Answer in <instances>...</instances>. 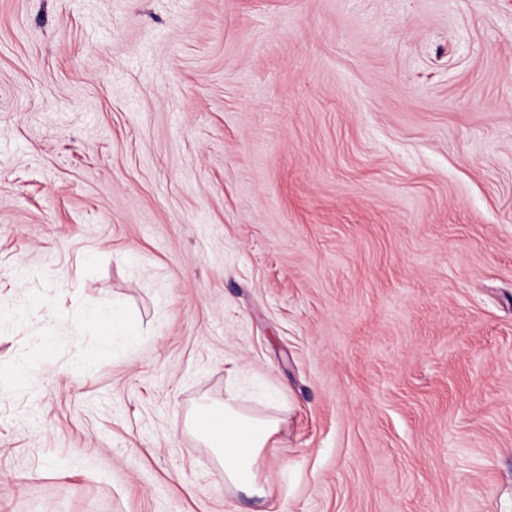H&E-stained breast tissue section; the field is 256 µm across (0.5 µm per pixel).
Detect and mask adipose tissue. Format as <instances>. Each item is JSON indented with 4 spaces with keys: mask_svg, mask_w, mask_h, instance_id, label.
Here are the masks:
<instances>
[{
    "mask_svg": "<svg viewBox=\"0 0 512 512\" xmlns=\"http://www.w3.org/2000/svg\"><path fill=\"white\" fill-rule=\"evenodd\" d=\"M217 418L223 423L220 435H211L199 426L200 419ZM284 424L276 415H255L244 411L235 394L223 402L200 404L187 420L192 432L213 448L224 470L226 489L264 498L269 491L261 471V461L267 448Z\"/></svg>",
    "mask_w": 512,
    "mask_h": 512,
    "instance_id": "1",
    "label": "adipose tissue"
}]
</instances>
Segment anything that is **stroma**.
<instances>
[{
  "instance_id": "35a3bbf8",
  "label": "stroma",
  "mask_w": 512,
  "mask_h": 512,
  "mask_svg": "<svg viewBox=\"0 0 512 512\" xmlns=\"http://www.w3.org/2000/svg\"><path fill=\"white\" fill-rule=\"evenodd\" d=\"M0 512H512V0H0ZM89 310L93 323L108 335L104 340L106 343L112 341V336L129 329L127 318L120 309L112 308V310L101 311L96 307H91ZM200 418H218L223 426L205 419L203 428L199 427ZM285 423L277 415H255L244 411L237 403V397L228 391L224 403H202L188 417V428L195 433L207 447L216 448V459L224 470L226 489L244 491L258 498H267L268 482L261 471V461L266 448H274L276 436ZM209 432H207V431Z\"/></svg>"
}]
</instances>
